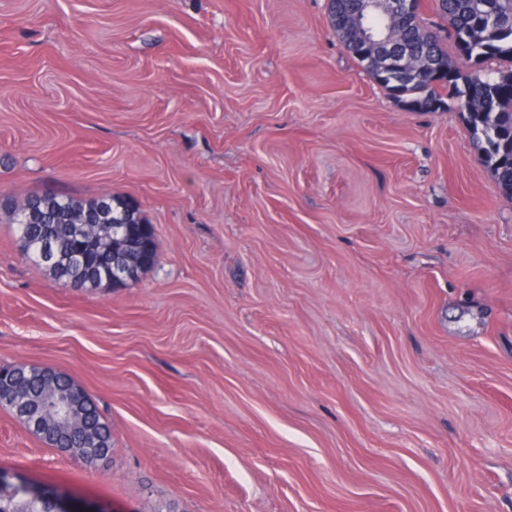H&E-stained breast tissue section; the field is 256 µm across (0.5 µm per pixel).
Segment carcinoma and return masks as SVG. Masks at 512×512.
Wrapping results in <instances>:
<instances>
[{
	"label": "carcinoma",
	"instance_id": "cac0c4a2",
	"mask_svg": "<svg viewBox=\"0 0 512 512\" xmlns=\"http://www.w3.org/2000/svg\"><path fill=\"white\" fill-rule=\"evenodd\" d=\"M420 2L415 0L413 12L397 24L396 41L380 44L376 54L380 56L391 49L408 54L411 62L432 67V72L423 77L411 71L382 68L376 58L364 57L354 49L338 28L336 16L329 15V22L368 75L411 108L436 112L443 105L442 90L455 94L471 135L481 143L485 166L502 192L512 198V0H438V17L447 23L438 32L424 25ZM449 44L459 57L473 63L470 72L464 73L456 66L448 53ZM493 61L500 66L495 76L486 72L485 67ZM115 220L120 224L145 225L149 251L156 255L153 226L146 223L138 209L115 197L84 201L49 194L32 197L14 210L19 237L29 246L30 253H37L46 229L52 228L59 258L55 265L48 266L50 273L68 282L80 279L85 287L102 285L112 272L113 243L108 225ZM79 225L92 226L99 236V270L91 276L82 273L81 266L70 257L75 228ZM6 372L30 399H39L54 380L82 400V406H91L92 440L75 442L44 436L43 441L54 448L70 449L72 456L86 464L109 456L112 426L72 379L35 367L14 366ZM0 512H50V506L28 501L15 492L0 494Z\"/></svg>",
	"mask_w": 512,
	"mask_h": 512
}]
</instances>
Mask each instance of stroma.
<instances>
[{"label": "stroma", "instance_id": "1", "mask_svg": "<svg viewBox=\"0 0 512 512\" xmlns=\"http://www.w3.org/2000/svg\"><path fill=\"white\" fill-rule=\"evenodd\" d=\"M327 0H0V367L69 376L88 465L0 409V470L82 512H512V199ZM121 197L137 281L24 258L30 197Z\"/></svg>", "mask_w": 512, "mask_h": 512}]
</instances>
